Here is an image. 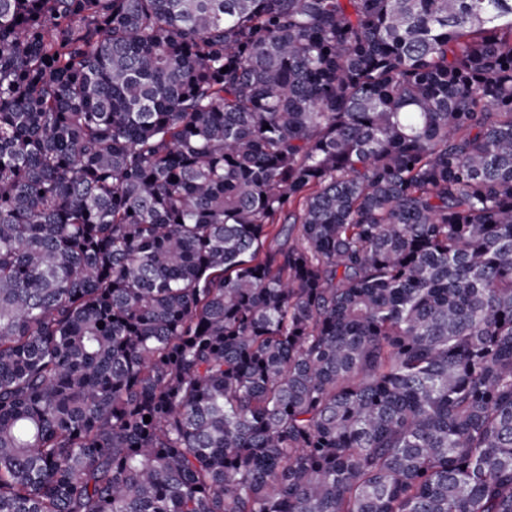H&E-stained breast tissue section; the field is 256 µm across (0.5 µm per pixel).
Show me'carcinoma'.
<instances>
[{
	"label": "carcinoma",
	"mask_w": 512,
	"mask_h": 512,
	"mask_svg": "<svg viewBox=\"0 0 512 512\" xmlns=\"http://www.w3.org/2000/svg\"><path fill=\"white\" fill-rule=\"evenodd\" d=\"M0 512H512V0H0Z\"/></svg>",
	"instance_id": "cac0c4a2"
}]
</instances>
